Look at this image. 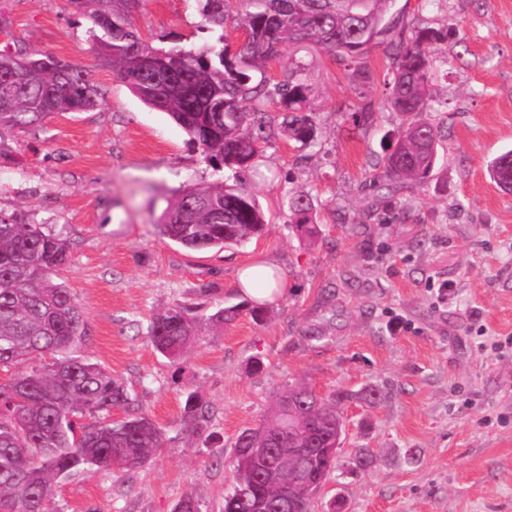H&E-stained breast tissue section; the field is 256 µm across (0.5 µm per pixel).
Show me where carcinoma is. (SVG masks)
<instances>
[{
    "label": "carcinoma",
    "mask_w": 512,
    "mask_h": 512,
    "mask_svg": "<svg viewBox=\"0 0 512 512\" xmlns=\"http://www.w3.org/2000/svg\"><path fill=\"white\" fill-rule=\"evenodd\" d=\"M237 1L245 39L233 45L224 37L229 3ZM102 31L104 61L149 108L167 113L184 129L209 162H220L230 178L251 167L257 142L281 129L303 146L316 140L318 128L309 106L311 85L305 64L288 61L284 79L272 80L259 64L279 59L282 50L305 45L331 54L370 79L369 53L395 28V0H198L216 43L201 52L157 48L132 25L139 0H66ZM442 31L420 27L411 37L390 41L394 72L385 82L383 104L394 112L417 115L430 107V49ZM30 61L21 79L12 76L0 51V130L25 132L61 112H85L100 106V96L76 64L65 70L48 65L52 57L14 51ZM265 102L279 110L266 112ZM372 103L350 113L354 127L374 121ZM441 142L439 127L419 120L408 124L383 154L374 191L393 195L432 174ZM490 179L503 187L512 181V151L488 166ZM289 211L300 235L311 241L310 195L291 198ZM265 219L250 194L227 185L196 186L183 191L160 218L162 235L193 250L242 247L258 238ZM70 243L62 236L12 217H0V512H50L58 483L90 470L134 472L165 445L164 428L133 409L128 389L99 364L75 357L72 350L87 337L84 312L61 272L70 261ZM259 321L267 304L244 300L208 315L175 304L151 317L147 336L172 363L180 360L205 329H220L243 311ZM297 419L277 414L280 397L264 423L245 428L234 448H266L262 456L235 457L234 486L224 498V512H312L313 498L282 494L288 464L280 458L300 449L302 477L322 488L336 472V462L319 453L344 425L335 397L302 385ZM124 417L112 419V411ZM181 432L211 442V414L194 391L185 393Z\"/></svg>",
    "instance_id": "carcinoma-1"
}]
</instances>
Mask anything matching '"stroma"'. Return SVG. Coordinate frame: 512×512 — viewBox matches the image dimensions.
<instances>
[{
	"label": "stroma",
	"mask_w": 512,
	"mask_h": 512,
	"mask_svg": "<svg viewBox=\"0 0 512 512\" xmlns=\"http://www.w3.org/2000/svg\"><path fill=\"white\" fill-rule=\"evenodd\" d=\"M394 9L405 33H446L432 50L437 107L424 113L442 134L428 182L391 198L371 188L384 145L408 124L381 105L393 70L387 46L368 58L367 87L326 52L287 48L267 73L278 80L289 58L306 61L319 141L303 148L273 133L241 172L265 215L259 239L189 251L160 234L161 215L181 191L224 181L226 169L100 60L90 21L66 0H0V48L77 64L103 98L98 109L0 134V170L13 173L0 181V214L68 238L62 278L88 326L80 354L167 432L143 470L60 483L52 512H173L187 494L202 512H223L237 434L295 383L339 394L346 425L340 468L313 512L337 494L348 512H512V349L490 347L512 336V192L487 174L512 149V0H396ZM132 22L156 47L215 41L197 0H141ZM368 101L378 105L374 122L354 128L349 111ZM301 192L315 204L313 242L290 221L289 200ZM258 261L285 273L286 293L262 321L245 312L206 330L177 364L154 351V314L239 303L237 273ZM396 317L407 327L393 333ZM188 390L209 404L220 441L181 434Z\"/></svg>",
	"instance_id": "1"
}]
</instances>
